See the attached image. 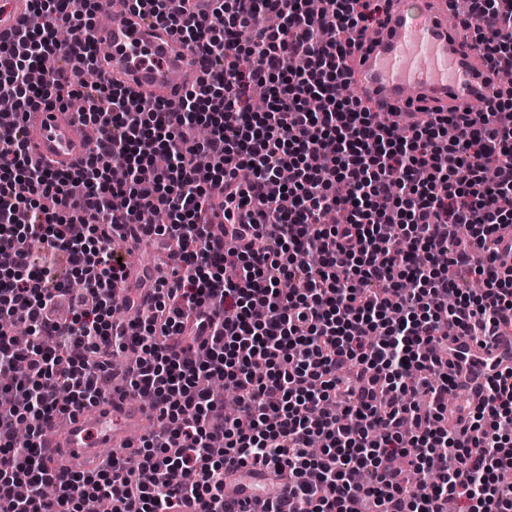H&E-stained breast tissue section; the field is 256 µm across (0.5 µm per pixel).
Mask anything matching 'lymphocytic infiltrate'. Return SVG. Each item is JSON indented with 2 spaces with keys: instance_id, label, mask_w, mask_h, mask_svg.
I'll return each mask as SVG.
<instances>
[{
  "instance_id": "1",
  "label": "lymphocytic infiltrate",
  "mask_w": 512,
  "mask_h": 512,
  "mask_svg": "<svg viewBox=\"0 0 512 512\" xmlns=\"http://www.w3.org/2000/svg\"><path fill=\"white\" fill-rule=\"evenodd\" d=\"M127 0L198 49V87L149 104L106 78L85 37L95 0H30L43 17L0 35V512H248L225 497L244 468L287 479L267 512H512V367L476 407L448 417L464 370L461 337L494 335L512 315V102L392 112L354 96L351 47L379 31L395 0ZM459 24L500 67L512 60V0H475ZM254 37L242 44L240 30ZM306 57L300 72L285 57ZM271 86L265 111L254 85ZM80 103L97 130L71 170L33 157L22 121ZM210 134L198 141L196 129ZM123 156L127 175L108 163ZM146 211L165 214L146 224ZM166 247L175 264L115 299L129 270L114 238ZM64 254L84 288L67 293ZM134 353L126 393L150 395L157 429L91 473L56 475L43 426L108 398L112 356ZM220 372L240 417L199 387ZM68 403H59L60 387ZM29 435L17 441L16 423ZM440 477L429 480L431 462ZM184 469L192 482L172 485Z\"/></svg>"
}]
</instances>
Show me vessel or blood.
Instances as JSON below:
<instances>
[{"label":"vessel or blood","instance_id":"obj_1","mask_svg":"<svg viewBox=\"0 0 512 512\" xmlns=\"http://www.w3.org/2000/svg\"><path fill=\"white\" fill-rule=\"evenodd\" d=\"M105 22L88 34L105 49L109 78L123 82L150 103L173 101L196 85L198 53L180 42L170 25L129 10H115L111 0H96ZM29 9V0H0V34L12 32ZM352 87L356 95L388 112L442 107L455 111L478 106L496 84L491 66L463 42L448 20L445 0H421L409 11L398 0L382 35L367 34L352 51ZM77 113L53 108L29 113L27 142L32 155L65 168L89 154L93 144L80 132ZM468 355V390L477 393L487 374L512 365V324L502 323L487 343L469 338L457 343ZM145 410L129 399L112 400L52 422L44 436L58 472L98 468L103 448H125L140 434Z\"/></svg>","mask_w":512,"mask_h":512}]
</instances>
